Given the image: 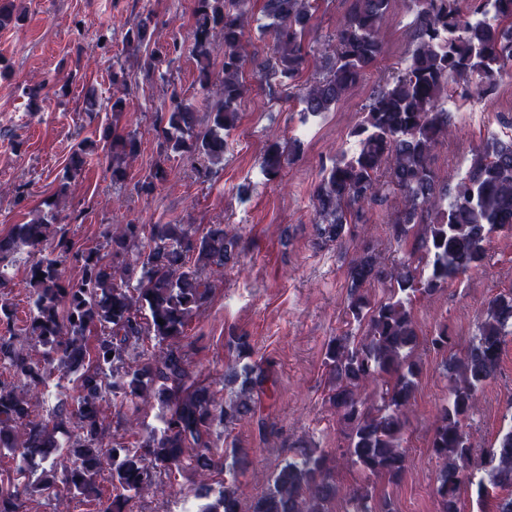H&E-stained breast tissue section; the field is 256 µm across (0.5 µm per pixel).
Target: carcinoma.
<instances>
[{
	"label": "carcinoma",
	"instance_id": "carcinoma-1",
	"mask_svg": "<svg viewBox=\"0 0 512 512\" xmlns=\"http://www.w3.org/2000/svg\"><path fill=\"white\" fill-rule=\"evenodd\" d=\"M194 2L190 54L197 63V84L214 102L201 118L174 91L157 110L154 131L166 157H193L194 170L206 179L223 165L228 137L239 120L246 30L273 38L257 71L269 99L295 97L303 112L316 117L335 107L376 67L391 4L349 0L336 35L315 45L308 35L320 0H263L258 16L250 0ZM410 2L415 32L407 58L383 78L353 129L356 152L324 169L313 192L316 234L336 244L346 241L349 225L368 223L374 205L390 195L401 199L387 231L407 259L386 268L374 249H360L347 272L346 315L364 329L363 335L357 341L336 336L324 353L329 399L350 429L342 460L369 477L384 475L392 482L406 471L401 442L420 373L412 358L418 344L413 302L482 267L491 237L512 232V140H495L475 155L466 175L451 188L430 165L432 152L453 126L451 113L439 108V100L487 97L505 68H512V0ZM490 12L494 21L469 23L470 16ZM24 14L15 0H0V30L18 24ZM217 37L224 55L216 72L211 45ZM160 39L145 23L124 34L127 49L143 52L141 69L147 80L159 71L161 57L184 49L175 39L165 44ZM312 65L320 71L318 79L293 94L291 84ZM112 86L117 93L106 106L112 124L69 154L57 176L59 196L100 150L109 160L113 184L129 178L128 161L139 154L141 141L118 127L127 87V73L118 62L112 63ZM292 153L293 148L277 143L268 147L261 161L267 179L280 174ZM43 205L28 222L13 225L0 237V282L8 279L15 255H34L26 268L29 308L20 332L13 330L15 305L0 299V325L6 328L0 336V368L23 385L19 390L0 382V456L15 460L12 473L0 478V512H20L21 495L31 487L47 497L64 492L83 497L94 503V512H135L143 490L165 494L167 480L184 469L198 475L194 492H203L207 500L201 512H243L234 482L226 480L216 490L211 476L218 470L235 475L246 464L245 454L233 447L224 449V459L215 457L213 436L220 424L258 415L269 373L246 362L252 351L247 337H230L237 358L224 371V388H235L227 400L221 391L197 381L179 348L146 345L148 339L160 346L187 335L215 288L210 274L236 263L240 236L222 224L201 233L193 224L128 223L105 235L107 253L97 248L75 252L58 222V200ZM66 254L80 264L76 280L66 278L60 268ZM375 283L386 297L373 303L364 288ZM22 335L39 343L42 360L31 359L20 344ZM509 335L512 290L490 301L464 354L449 358L458 378L430 444L442 464L436 487L442 512H459L458 490L464 482L476 483L480 505L493 501L494 512H512V494L498 495L500 489L512 490V428L497 446L479 454L463 431L477 394L497 373ZM429 344L447 352L448 327L439 326ZM56 373L74 384L75 394L65 398V411L35 419L31 397ZM383 375L390 381L366 396L369 385ZM151 400L164 411L161 432H147L132 445L102 447L103 403L126 408L117 425L127 432L138 426V403ZM46 445L60 448V459L32 481L28 456ZM105 470L112 482L109 497L98 490ZM340 495L351 512H371L368 487L348 491L336 485L328 453L300 439L249 512H327L326 504Z\"/></svg>",
	"mask_w": 512,
	"mask_h": 512
}]
</instances>
